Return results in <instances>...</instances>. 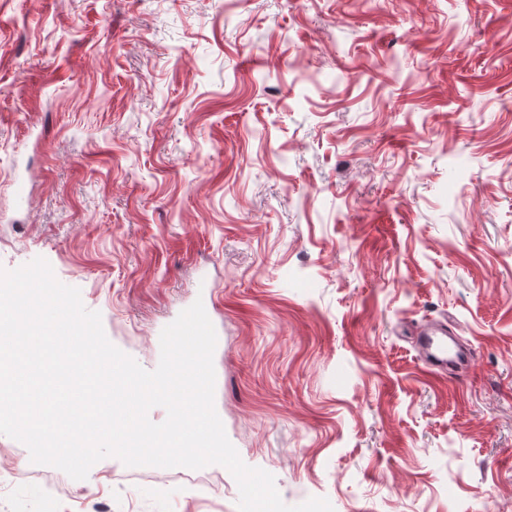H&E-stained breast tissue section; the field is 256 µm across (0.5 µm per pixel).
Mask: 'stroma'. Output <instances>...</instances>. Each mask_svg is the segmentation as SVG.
<instances>
[{
    "mask_svg": "<svg viewBox=\"0 0 512 512\" xmlns=\"http://www.w3.org/2000/svg\"><path fill=\"white\" fill-rule=\"evenodd\" d=\"M38 257L147 370L206 295L286 504L512 512V0H0V269ZM0 451L4 512H237L219 465ZM421 347L427 353L431 363L448 369V374L460 376L473 360L471 352L451 353L448 349V332L443 329L441 337L436 332H423Z\"/></svg>",
    "mask_w": 512,
    "mask_h": 512,
    "instance_id": "stroma-1",
    "label": "stroma"
}]
</instances>
